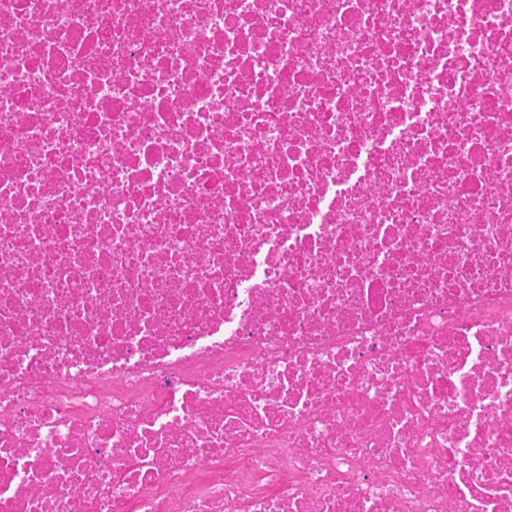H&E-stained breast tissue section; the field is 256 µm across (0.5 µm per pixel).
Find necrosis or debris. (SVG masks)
<instances>
[{
  "mask_svg": "<svg viewBox=\"0 0 512 512\" xmlns=\"http://www.w3.org/2000/svg\"><path fill=\"white\" fill-rule=\"evenodd\" d=\"M0 512H512V0H0Z\"/></svg>",
  "mask_w": 512,
  "mask_h": 512,
  "instance_id": "4bbe7bcc",
  "label": "necrosis or debris"
}]
</instances>
